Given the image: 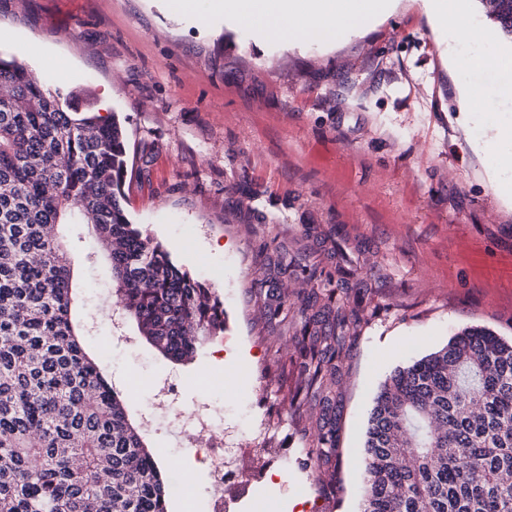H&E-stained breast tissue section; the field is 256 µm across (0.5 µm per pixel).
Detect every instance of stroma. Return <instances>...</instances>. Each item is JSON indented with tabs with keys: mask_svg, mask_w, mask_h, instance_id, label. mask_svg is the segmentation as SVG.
<instances>
[{
	"mask_svg": "<svg viewBox=\"0 0 512 512\" xmlns=\"http://www.w3.org/2000/svg\"><path fill=\"white\" fill-rule=\"evenodd\" d=\"M0 32V56L24 54L49 84L51 60H68L63 92L110 91L128 139L124 209L223 305V336L188 362L164 358L131 319L110 333L116 296L102 256L89 225H66L77 316L99 322L81 344L164 472L187 480L169 512H212L209 471L180 424L164 412L144 418L151 381L173 377L182 386L172 410L208 402L226 447L261 423L265 444L288 451L239 512H283L292 500L301 512H359L355 460L386 376L466 326L512 338V204L489 176L491 154L469 147L484 126L512 119L502 93L512 74L450 69L421 0H400L333 47H287L220 19L200 25L163 0H0ZM469 81L485 97L481 124L466 127L458 91ZM306 250L317 276L280 273L281 258ZM335 251L365 292L364 311L328 402L297 411L299 308ZM279 296L288 308L268 320ZM326 418L336 451L319 464L309 450Z\"/></svg>",
	"mask_w": 512,
	"mask_h": 512,
	"instance_id": "35a3bbf8",
	"label": "stroma"
}]
</instances>
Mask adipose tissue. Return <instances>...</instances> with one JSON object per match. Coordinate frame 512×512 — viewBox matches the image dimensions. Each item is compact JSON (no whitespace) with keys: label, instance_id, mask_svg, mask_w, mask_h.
<instances>
[{"label":"adipose tissue","instance_id":"1","mask_svg":"<svg viewBox=\"0 0 512 512\" xmlns=\"http://www.w3.org/2000/svg\"><path fill=\"white\" fill-rule=\"evenodd\" d=\"M178 12L199 22L223 14L225 21L294 44L314 36L327 44L342 33L366 29L396 9L398 0H172ZM442 34L483 42L486 34L470 17L468 0H423Z\"/></svg>","mask_w":512,"mask_h":512}]
</instances>
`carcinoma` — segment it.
I'll list each match as a JSON object with an SVG mask.
<instances>
[{"mask_svg": "<svg viewBox=\"0 0 512 512\" xmlns=\"http://www.w3.org/2000/svg\"><path fill=\"white\" fill-rule=\"evenodd\" d=\"M512 35V0H480ZM0 512H167L174 483L129 421L72 316L65 224H90L117 305L171 361L224 332L211 289L129 220L126 132L86 95L0 58ZM336 258L298 338L304 398L337 383L343 329L358 318ZM320 426L321 459L335 449ZM360 512H512V340L467 326L399 367L374 399L358 459Z\"/></svg>", "mask_w": 512, "mask_h": 512, "instance_id": "cac0c4a2", "label": "carcinoma"}]
</instances>
